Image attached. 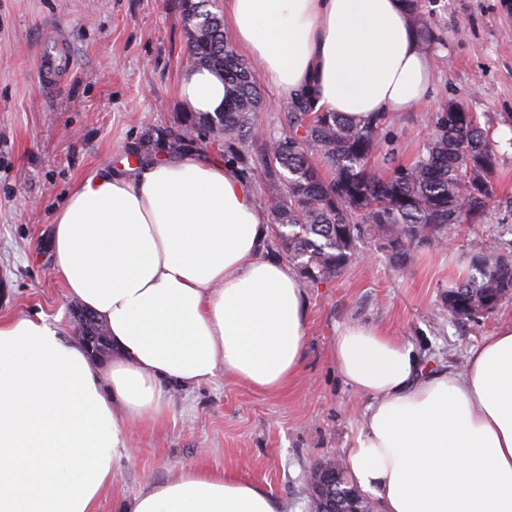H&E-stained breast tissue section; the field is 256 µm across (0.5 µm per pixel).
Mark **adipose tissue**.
<instances>
[{
  "label": "adipose tissue",
  "instance_id": "adipose-tissue-1",
  "mask_svg": "<svg viewBox=\"0 0 512 512\" xmlns=\"http://www.w3.org/2000/svg\"><path fill=\"white\" fill-rule=\"evenodd\" d=\"M224 20L283 100L357 121L429 92L426 52L401 0H224ZM188 111L228 96L187 70ZM270 216L232 163L146 159L101 169L54 216L50 247L74 304L112 345L100 361L45 319L0 318V512H96L129 457L131 425L163 422L164 389L217 372L270 395L300 370L306 298L263 257ZM346 384L370 398L345 466L379 512H512V322L463 370L422 375L412 346L354 323L336 339ZM118 512H283L236 471L188 467Z\"/></svg>",
  "mask_w": 512,
  "mask_h": 512
}]
</instances>
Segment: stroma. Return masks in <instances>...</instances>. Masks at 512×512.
<instances>
[{
    "label": "stroma",
    "instance_id": "obj_1",
    "mask_svg": "<svg viewBox=\"0 0 512 512\" xmlns=\"http://www.w3.org/2000/svg\"><path fill=\"white\" fill-rule=\"evenodd\" d=\"M503 0H435L443 61L431 92L410 111L389 114L386 130L407 162L429 135L426 117L456 99L492 126L500 202L485 223L460 224L396 266L377 242L360 240L344 270L306 287L300 373L287 390L263 394L224 375L167 391L162 425L138 424L131 459L97 512L188 466L235 469L284 503L312 512L309 475L343 461L362 429L368 398L336 366V339L351 323L410 343L422 374L459 369L470 349L512 321V294L469 320L448 313V287L469 267L473 243L512 255V17ZM69 41L73 71L46 87L35 60L47 32ZM179 0H0V317H45L79 331L49 247L55 210L97 169L133 174L182 133L185 149L220 160L224 148L185 127L179 96L185 70Z\"/></svg>",
    "mask_w": 512,
    "mask_h": 512
}]
</instances>
